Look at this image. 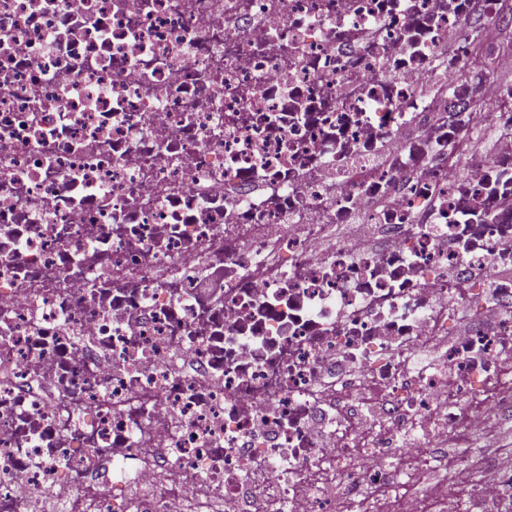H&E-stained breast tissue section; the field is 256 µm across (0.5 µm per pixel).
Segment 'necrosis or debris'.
Here are the masks:
<instances>
[{
    "label": "necrosis or debris",
    "mask_w": 512,
    "mask_h": 512,
    "mask_svg": "<svg viewBox=\"0 0 512 512\" xmlns=\"http://www.w3.org/2000/svg\"><path fill=\"white\" fill-rule=\"evenodd\" d=\"M505 28L0 0V512H512L406 490L512 406V141L458 149L512 138ZM503 135L497 131H486L470 140L466 149L471 154L484 155L499 149L503 144Z\"/></svg>",
    "instance_id": "1"
}]
</instances>
